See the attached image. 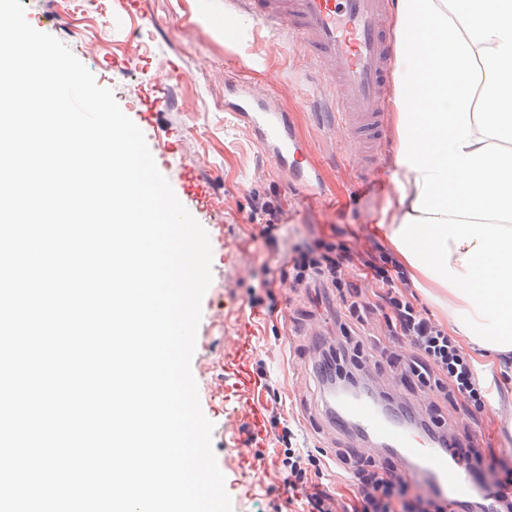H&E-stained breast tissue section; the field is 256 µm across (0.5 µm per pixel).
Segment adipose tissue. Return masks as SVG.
I'll use <instances>...</instances> for the list:
<instances>
[{
  "label": "adipose tissue",
  "instance_id": "obj_1",
  "mask_svg": "<svg viewBox=\"0 0 512 512\" xmlns=\"http://www.w3.org/2000/svg\"><path fill=\"white\" fill-rule=\"evenodd\" d=\"M396 192L375 219L452 334L512 353V0H396Z\"/></svg>",
  "mask_w": 512,
  "mask_h": 512
}]
</instances>
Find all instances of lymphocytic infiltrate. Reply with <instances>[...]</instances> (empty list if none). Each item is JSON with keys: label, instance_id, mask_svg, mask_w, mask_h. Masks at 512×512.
<instances>
[{"label": "lymphocytic infiltrate", "instance_id": "f902f5d3", "mask_svg": "<svg viewBox=\"0 0 512 512\" xmlns=\"http://www.w3.org/2000/svg\"><path fill=\"white\" fill-rule=\"evenodd\" d=\"M287 267L292 287L317 282L336 293L340 338L320 348L318 374L351 384L387 371L408 393L427 394L425 412L411 416L412 425L437 447L453 449L467 467L488 470L493 512H512V465L486 463L471 428L448 434L442 410L461 401L482 409L494 395L492 385L456 336L424 316L393 254L371 236L359 246L319 238L292 247ZM366 325L377 328V339L361 336L359 329ZM336 465L354 487V503L342 512H443L436 495L411 492L391 461L340 448Z\"/></svg>", "mask_w": 512, "mask_h": 512}]
</instances>
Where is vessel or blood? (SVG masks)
Segmentation results:
<instances>
[{
  "mask_svg": "<svg viewBox=\"0 0 512 512\" xmlns=\"http://www.w3.org/2000/svg\"><path fill=\"white\" fill-rule=\"evenodd\" d=\"M233 12L266 25L287 24L309 46L319 80L332 98L320 103L323 124L345 127L357 160L372 168L387 142L385 96L392 82L393 47L384 26L386 0H225ZM281 168L292 166L304 148L294 137L286 112L242 90L232 107ZM324 407L332 424L355 428L365 437L395 449L410 477L427 480L448 497L449 506L476 490L469 469L447 448L420 443L405 423L391 415L378 394L362 388L326 393Z\"/></svg>",
  "mask_w": 512,
  "mask_h": 512,
  "instance_id": "obj_1",
  "label": "vessel or blood"
}]
</instances>
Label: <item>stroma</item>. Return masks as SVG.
<instances>
[{"instance_id":"35a3bbf8","label":"stroma","mask_w":512,"mask_h":512,"mask_svg":"<svg viewBox=\"0 0 512 512\" xmlns=\"http://www.w3.org/2000/svg\"><path fill=\"white\" fill-rule=\"evenodd\" d=\"M21 2L27 21L66 44L96 84L113 91L177 198L208 233L212 282L191 370L202 411L214 424L212 446L233 512H306L304 499L283 484L292 451L314 456L310 484L350 499L336 446L361 449L368 442L328 424L312 371L314 332L335 337L336 304L276 275L294 245L330 235L332 227L346 230L351 241L377 235L374 217L395 194V136H388L375 170L362 174L351 160L347 131L316 120L319 89L306 42L286 26L231 16L224 0H140L133 16L123 13L120 0ZM245 83L287 110L324 190L341 205H322L298 186L230 112L229 100ZM255 195L278 197L286 211L276 243L250 219ZM238 339L246 343L240 354L233 348ZM241 363L261 373L276 394L264 405L259 464L236 456L250 422L235 385ZM498 377L501 401L478 414L482 446L492 459L512 461V377Z\"/></svg>"}]
</instances>
